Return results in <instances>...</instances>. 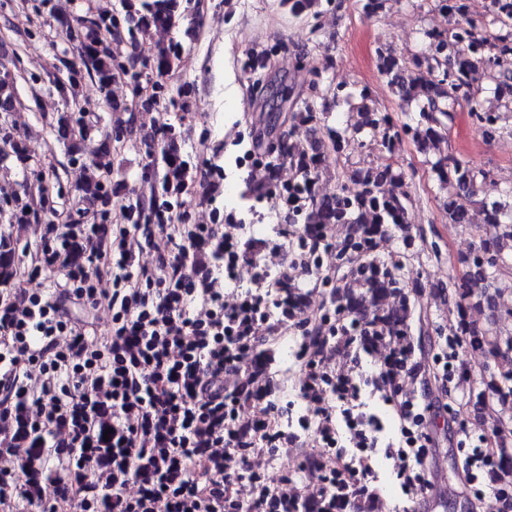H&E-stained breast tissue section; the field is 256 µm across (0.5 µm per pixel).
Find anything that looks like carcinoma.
<instances>
[{
    "mask_svg": "<svg viewBox=\"0 0 512 512\" xmlns=\"http://www.w3.org/2000/svg\"><path fill=\"white\" fill-rule=\"evenodd\" d=\"M322 0H282L289 13L299 18L319 7ZM436 7L449 14L452 23L440 31H427L423 53L406 57L395 49L382 48L377 52L378 72L387 79L399 99L406 105H416L412 122L397 123L391 113L378 111L367 104L368 88L355 92L336 91V107L347 105L357 111L356 122L346 128L330 130L328 150L336 157L349 156L354 137L366 129L384 128L380 151L392 152L402 137L410 136L420 152L428 154L446 139L448 123L457 112L467 111L488 137L502 130L499 112H486L476 101L471 74H483L494 96L502 100V108L512 112V0H490L481 11L470 9L467 0H435ZM126 7L139 30L150 27H168L173 23L178 8L177 0H143ZM76 27L87 29L82 43L86 72L97 78L100 91L108 94L112 80V57L98 48L96 31L112 30V13L105 12L92 21L80 20ZM437 74V81L428 83L422 69ZM322 80L317 73L309 80L311 94L296 96L295 106L288 113V136L279 139L275 154L265 162L266 178L258 184H246L241 197H277L288 202V224L292 227L288 252L297 257L306 252L318 255L323 251L336 252V270L316 275V284L329 288L323 301L324 315L333 319L336 336H347L351 343L368 353L375 347L377 336H408L410 299L409 284L404 276L402 256L383 258L377 254L378 239L388 225L400 227L410 223L409 210L412 195L405 174L389 164L344 166L336 172L337 190L330 197L315 193V184L321 176L323 152L313 142L294 138L299 128H314L321 122L326 104L318 103L315 92ZM81 124L62 113L57 120L59 137L66 141L72 128ZM70 160L80 163L86 177L79 187L82 198L109 202L104 178L111 174V151L102 146L88 160L82 158L76 145L68 146ZM167 172L164 189L180 188L183 163L176 154L165 157ZM294 171L288 181V193L281 194L278 180L283 163ZM431 172L442 188L450 189L444 214L454 224H469L471 210L478 204L477 196L489 178L486 169L475 168L461 154L450 152L430 162ZM483 223L495 230L487 240L483 252L493 258L482 262L473 257L474 271L451 283L449 296L456 308H463L471 299L482 296L483 288L501 269L508 265L504 250L512 251V212L502 205H482ZM343 227L342 238L331 236L334 226ZM16 247L12 237L0 236V284L10 282L15 274ZM293 273L278 288L288 289V312L298 317L299 328L306 337L304 361L312 359L318 350L326 349L327 338L320 335L316 322L305 316L309 291L303 288L302 278L310 270L292 262ZM469 344L487 348L488 357L495 359L512 351V335H492L474 325H464ZM266 366L260 353L253 352L252 368L242 380L245 396L253 398L259 388L260 377L255 369ZM496 441L498 463L496 479L500 482L512 477V430L503 425L492 429ZM353 512H375L376 495L362 500L353 497L351 487L336 481V512H343L345 504Z\"/></svg>",
    "mask_w": 512,
    "mask_h": 512,
    "instance_id": "carcinoma-1",
    "label": "carcinoma"
}]
</instances>
